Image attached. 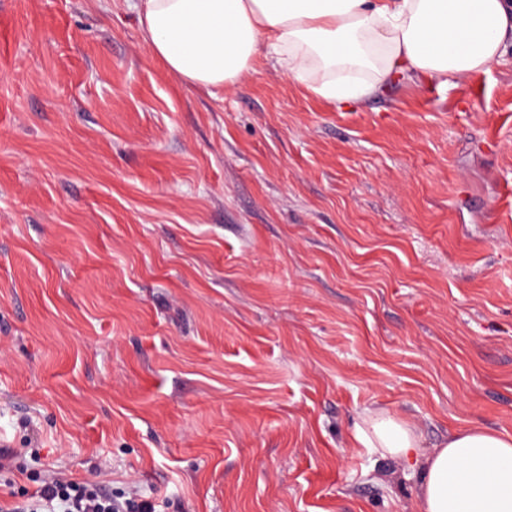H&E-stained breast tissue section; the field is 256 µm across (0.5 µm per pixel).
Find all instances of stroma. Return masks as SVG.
I'll list each match as a JSON object with an SVG mask.
<instances>
[{
    "mask_svg": "<svg viewBox=\"0 0 512 512\" xmlns=\"http://www.w3.org/2000/svg\"><path fill=\"white\" fill-rule=\"evenodd\" d=\"M368 409L512 433V58L340 108L180 81L130 0H0V499L413 512ZM153 507L143 500L112 498L91 482L64 481L58 477L44 481L26 501L3 505L0 501L1 512H152Z\"/></svg>",
    "mask_w": 512,
    "mask_h": 512,
    "instance_id": "stroma-1",
    "label": "stroma"
}]
</instances>
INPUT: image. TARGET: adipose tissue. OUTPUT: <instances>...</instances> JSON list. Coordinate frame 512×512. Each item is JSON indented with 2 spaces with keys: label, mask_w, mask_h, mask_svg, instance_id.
<instances>
[{
  "label": "adipose tissue",
  "mask_w": 512,
  "mask_h": 512,
  "mask_svg": "<svg viewBox=\"0 0 512 512\" xmlns=\"http://www.w3.org/2000/svg\"><path fill=\"white\" fill-rule=\"evenodd\" d=\"M150 53L184 83L231 88L260 57L340 106L395 80L443 85L512 54V0H136ZM353 438L419 476L416 512H512V435L470 428L424 450L403 420L369 412Z\"/></svg>",
  "instance_id": "obj_1"
}]
</instances>
